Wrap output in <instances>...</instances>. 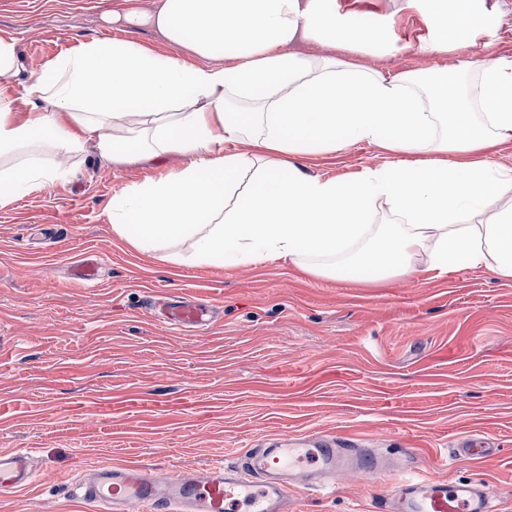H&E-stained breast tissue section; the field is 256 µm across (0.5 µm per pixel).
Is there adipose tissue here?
<instances>
[{
	"mask_svg": "<svg viewBox=\"0 0 512 512\" xmlns=\"http://www.w3.org/2000/svg\"><path fill=\"white\" fill-rule=\"evenodd\" d=\"M427 26L418 48L455 53L485 32L477 0H405ZM147 21L176 57L124 40L81 41L43 65L23 95L16 41L0 36V207L67 177L42 153L107 163L171 154L184 167L131 188L108 211L112 233L163 261L195 266L281 260L320 276L378 281L456 260L512 280V56L469 58L459 87L290 52L298 40L385 49L389 27L338 0H159ZM367 142L393 162L347 179L298 158ZM253 188L239 194L241 180ZM395 221L371 225L377 202Z\"/></svg>",
	"mask_w": 512,
	"mask_h": 512,
	"instance_id": "adipose-tissue-1",
	"label": "adipose tissue"
}]
</instances>
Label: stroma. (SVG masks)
Wrapping results in <instances>:
<instances>
[{"mask_svg": "<svg viewBox=\"0 0 512 512\" xmlns=\"http://www.w3.org/2000/svg\"><path fill=\"white\" fill-rule=\"evenodd\" d=\"M392 25L406 49L331 55L382 72H450L457 57L416 48L427 29L403 0H354ZM126 0H0V35L17 43L23 88L76 41L123 38L187 58ZM390 156L374 144L303 157L324 179ZM112 165L85 149L71 174L0 208V449L31 451L35 481L0 498V512H90L71 492L87 467L193 466L237 460L254 444L313 429L407 451L413 469L452 482L484 480L496 512H512V281L458 262L368 284V272L317 277L291 263L193 267L139 252L112 234L108 210L132 185L184 166ZM101 258L98 277L72 268ZM212 304L205 329L172 328L149 298ZM493 439V455L459 459L461 436ZM379 485L347 476L326 494L298 492L296 512H375Z\"/></svg>", "mask_w": 512, "mask_h": 512, "instance_id": "obj_1", "label": "stroma"}]
</instances>
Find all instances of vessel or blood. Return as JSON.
I'll return each mask as SVG.
<instances>
[{
	"instance_id": "obj_1",
	"label": "vessel or blood",
	"mask_w": 512,
	"mask_h": 512,
	"mask_svg": "<svg viewBox=\"0 0 512 512\" xmlns=\"http://www.w3.org/2000/svg\"><path fill=\"white\" fill-rule=\"evenodd\" d=\"M160 322L169 326L204 327L209 310L190 300L165 302ZM491 442L459 440L456 456L479 458L493 453ZM404 455L357 448L333 433L311 431L281 435L274 447L255 448L235 465L204 469H149L140 466H92L85 469L77 497L97 512H288L295 488L328 491L337 476L353 473L387 483L376 512H494L495 492L482 481L451 483L406 468ZM36 476L30 456L0 451V494L31 484Z\"/></svg>"
}]
</instances>
